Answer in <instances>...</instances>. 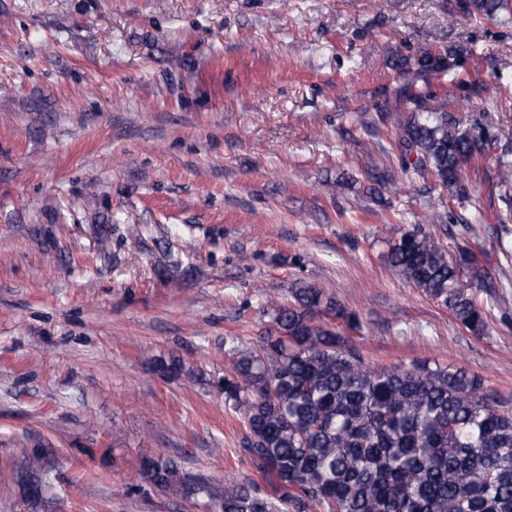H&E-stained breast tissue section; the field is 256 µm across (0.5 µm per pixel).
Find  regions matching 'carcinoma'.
<instances>
[{"label": "carcinoma", "instance_id": "carcinoma-1", "mask_svg": "<svg viewBox=\"0 0 512 512\" xmlns=\"http://www.w3.org/2000/svg\"><path fill=\"white\" fill-rule=\"evenodd\" d=\"M469 16L512 15V0H462ZM469 54L468 36L444 52L426 51L421 70L451 69ZM398 129L402 172L430 173L466 197L465 169L486 156V128H467L448 115L430 88L409 85L385 105ZM501 199L512 204V138L496 157ZM388 264L409 285L448 308L476 336L484 309L462 271L486 281L462 252L455 258L415 227L389 244ZM294 304L277 309V328L255 348L224 339L229 370L224 403L246 431L240 453L265 487L224 491L183 472L173 459L145 458L141 474L159 490L208 499L209 512H512V412L499 393L462 368L410 364L377 367L350 333L359 315L335 296L302 284ZM28 498L41 499L50 473L43 450L19 443Z\"/></svg>", "mask_w": 512, "mask_h": 512}]
</instances>
